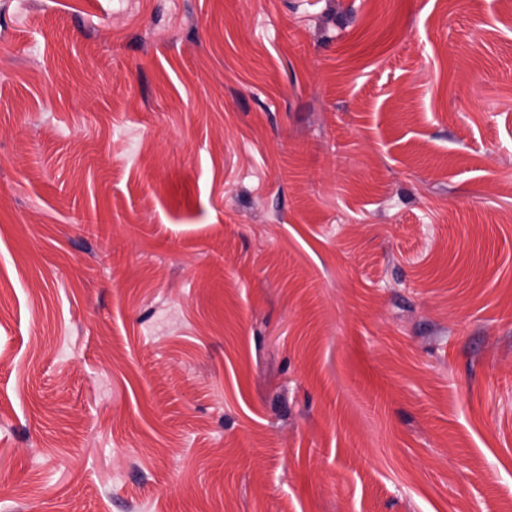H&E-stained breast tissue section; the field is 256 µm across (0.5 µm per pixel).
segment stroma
I'll return each mask as SVG.
<instances>
[{
  "mask_svg": "<svg viewBox=\"0 0 512 512\" xmlns=\"http://www.w3.org/2000/svg\"><path fill=\"white\" fill-rule=\"evenodd\" d=\"M0 512H512V0H0Z\"/></svg>",
  "mask_w": 512,
  "mask_h": 512,
  "instance_id": "stroma-1",
  "label": "stroma"
}]
</instances>
